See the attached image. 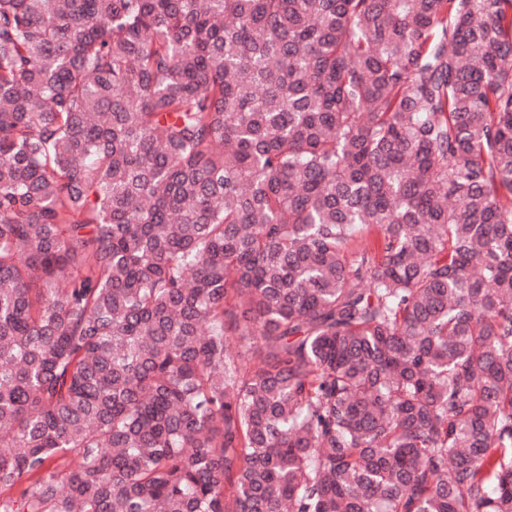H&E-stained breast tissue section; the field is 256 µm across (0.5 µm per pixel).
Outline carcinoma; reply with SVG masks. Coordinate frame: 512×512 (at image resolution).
I'll use <instances>...</instances> for the list:
<instances>
[{
	"instance_id": "cac0c4a2",
	"label": "carcinoma",
	"mask_w": 512,
	"mask_h": 512,
	"mask_svg": "<svg viewBox=\"0 0 512 512\" xmlns=\"http://www.w3.org/2000/svg\"><path fill=\"white\" fill-rule=\"evenodd\" d=\"M0 512H512V0H0Z\"/></svg>"
}]
</instances>
